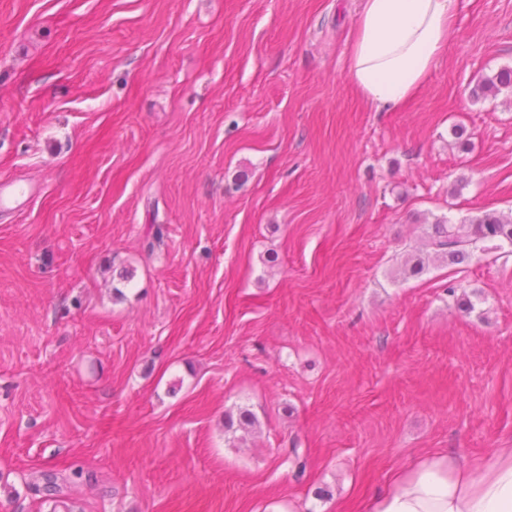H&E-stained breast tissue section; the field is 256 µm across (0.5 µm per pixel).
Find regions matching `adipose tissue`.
<instances>
[{
    "instance_id": "ef3b65f1",
    "label": "adipose tissue",
    "mask_w": 512,
    "mask_h": 512,
    "mask_svg": "<svg viewBox=\"0 0 512 512\" xmlns=\"http://www.w3.org/2000/svg\"><path fill=\"white\" fill-rule=\"evenodd\" d=\"M458 0H359L348 72L372 108L395 112L426 83L455 34ZM368 512H512V447L472 459L437 452L397 473Z\"/></svg>"
}]
</instances>
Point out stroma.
<instances>
[{"mask_svg":"<svg viewBox=\"0 0 512 512\" xmlns=\"http://www.w3.org/2000/svg\"><path fill=\"white\" fill-rule=\"evenodd\" d=\"M359 0H0V512H366L512 446V0H458L417 96L354 91ZM277 255L276 265L266 262ZM253 435L226 432L238 408ZM502 88L512 89V69H501L493 76L482 77L471 89L470 97L474 100L485 99L497 95ZM469 224H449L445 218H438L432 224L428 245L435 259H447L459 264L472 257L470 247L478 242H492L493 248L502 249L511 246L512 252V214L500 216L485 213L469 220ZM52 471L45 472L43 478L45 479V485L43 487L45 493V502L51 503V511L56 512L62 509L63 511H70V507L64 497V488L70 484V477H61ZM62 482V483H60ZM64 486V487H63Z\"/></svg>","mask_w":512,"mask_h":512,"instance_id":"1","label":"stroma"}]
</instances>
